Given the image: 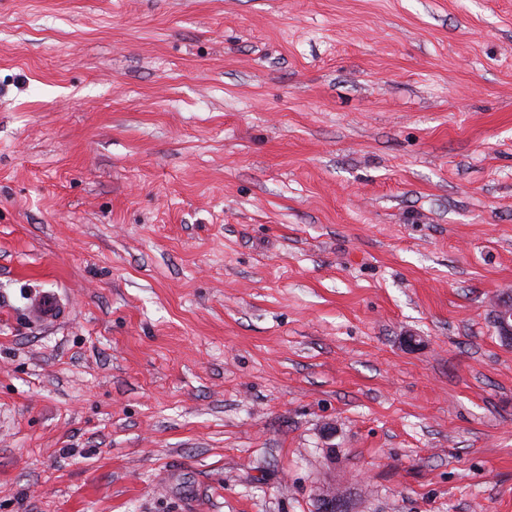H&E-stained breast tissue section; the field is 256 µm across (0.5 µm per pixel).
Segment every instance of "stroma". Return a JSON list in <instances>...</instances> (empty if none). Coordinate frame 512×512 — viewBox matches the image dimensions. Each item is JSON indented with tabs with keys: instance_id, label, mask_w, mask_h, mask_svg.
Here are the masks:
<instances>
[{
	"instance_id": "1",
	"label": "stroma",
	"mask_w": 512,
	"mask_h": 512,
	"mask_svg": "<svg viewBox=\"0 0 512 512\" xmlns=\"http://www.w3.org/2000/svg\"><path fill=\"white\" fill-rule=\"evenodd\" d=\"M508 292L512 0H0V512H512ZM31 312L35 318L44 321H53L57 319L60 313L59 300L51 293L41 295L33 303ZM496 327L498 333L507 341L512 340V297L502 296L496 304ZM319 512H353L349 494L345 491L329 488L318 496Z\"/></svg>"
}]
</instances>
